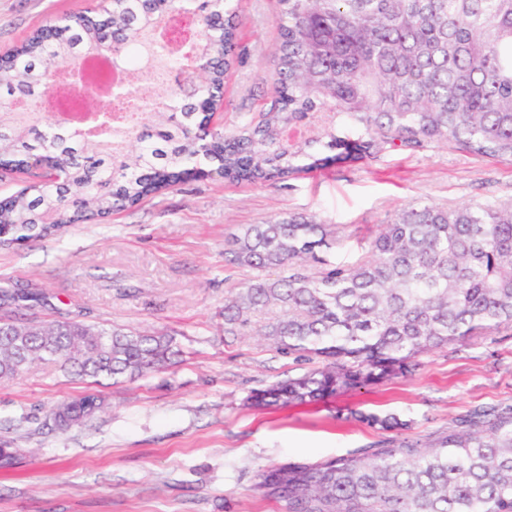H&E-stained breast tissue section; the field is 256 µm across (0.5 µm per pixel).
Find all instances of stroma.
Here are the masks:
<instances>
[{"label": "stroma", "instance_id": "stroma-1", "mask_svg": "<svg viewBox=\"0 0 512 512\" xmlns=\"http://www.w3.org/2000/svg\"><path fill=\"white\" fill-rule=\"evenodd\" d=\"M92 5L0 0V49ZM278 9V0H241L238 48L212 125L230 128L264 111ZM486 201L512 202V161L429 143L263 183L200 176L105 219L0 245V286L41 298L0 303V318L77 315L175 333L186 350L165 372L131 381L97 382L48 364L0 383V447L19 451L15 468L0 470V512H286L283 501L254 491L260 471L429 442L475 409L512 405V327L421 354L411 375L280 407L249 396L321 367V358L224 333L226 292L258 275L224 260L245 225L299 214L338 226L344 240L331 258L351 262L409 205ZM89 394L104 402L92 422L65 432L45 425L51 405ZM362 412L405 426L373 427Z\"/></svg>", "mask_w": 512, "mask_h": 512}]
</instances>
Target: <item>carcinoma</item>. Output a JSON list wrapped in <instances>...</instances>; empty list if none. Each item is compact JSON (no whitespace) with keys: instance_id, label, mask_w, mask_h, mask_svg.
Instances as JSON below:
<instances>
[{"instance_id":"cac0c4a2","label":"carcinoma","mask_w":512,"mask_h":512,"mask_svg":"<svg viewBox=\"0 0 512 512\" xmlns=\"http://www.w3.org/2000/svg\"><path fill=\"white\" fill-rule=\"evenodd\" d=\"M273 98L259 120L205 131L193 112L201 97L220 102L237 42V0H107L64 17L57 37L34 31L0 69V172L27 185L0 211V230L17 238L63 231L80 205L92 220L139 205L183 176L267 182L383 145L413 149L444 142L477 156L512 160V0H280ZM112 44L105 82L110 103L90 109L72 94L56 106L89 113L96 134L63 136L40 103L67 59ZM150 46L185 83L161 81L143 93L140 49ZM330 110L355 121L364 138L335 127L301 130ZM60 174L43 182L28 169L40 155ZM341 243L324 224L290 215L249 224L230 262L281 275L231 289L224 335L252 328L284 353L330 363L250 396L257 405L319 401L347 387L407 375L419 355L512 323V203L444 208L411 205L381 225L369 255L352 264L323 254ZM321 265L316 273L309 262ZM183 350L174 334L98 328L76 318L0 323V382L49 362L93 379H134L165 370ZM97 397L51 408L59 429L88 421ZM257 489L287 512H512V406L476 411L428 448L404 441L316 466L257 475Z\"/></svg>"}]
</instances>
